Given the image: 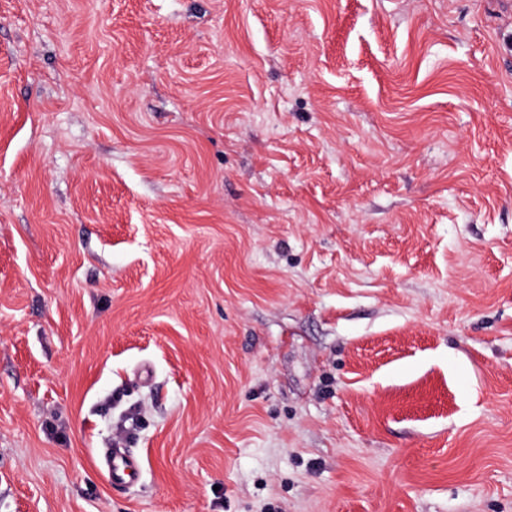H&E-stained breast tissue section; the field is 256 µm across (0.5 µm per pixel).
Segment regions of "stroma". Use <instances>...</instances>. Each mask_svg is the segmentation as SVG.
<instances>
[{
	"mask_svg": "<svg viewBox=\"0 0 512 512\" xmlns=\"http://www.w3.org/2000/svg\"><path fill=\"white\" fill-rule=\"evenodd\" d=\"M501 11L0 0V512H512ZM137 464L119 448L112 450L108 459V478L115 486H122L137 477Z\"/></svg>",
	"mask_w": 512,
	"mask_h": 512,
	"instance_id": "35a3bbf8",
	"label": "stroma"
}]
</instances>
